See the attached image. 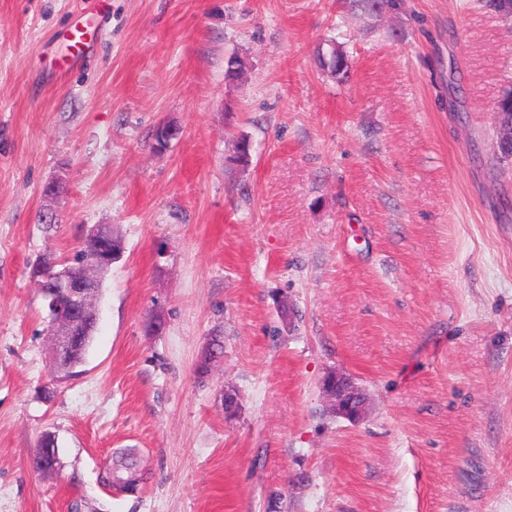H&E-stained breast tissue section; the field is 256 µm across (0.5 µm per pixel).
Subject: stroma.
Returning <instances> with one entry per match:
<instances>
[{"mask_svg":"<svg viewBox=\"0 0 512 512\" xmlns=\"http://www.w3.org/2000/svg\"><path fill=\"white\" fill-rule=\"evenodd\" d=\"M398 2L0 0V512H512V18ZM96 224L125 253L58 383L30 265ZM322 391L336 416L353 423L360 421L364 416L365 397L344 374H328L322 381Z\"/></svg>","mask_w":512,"mask_h":512,"instance_id":"stroma-1","label":"stroma"}]
</instances>
